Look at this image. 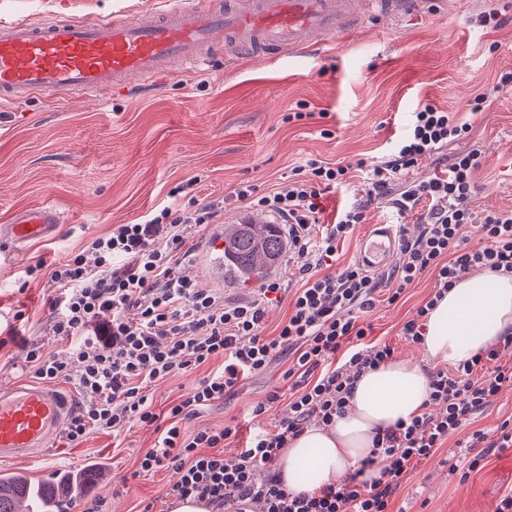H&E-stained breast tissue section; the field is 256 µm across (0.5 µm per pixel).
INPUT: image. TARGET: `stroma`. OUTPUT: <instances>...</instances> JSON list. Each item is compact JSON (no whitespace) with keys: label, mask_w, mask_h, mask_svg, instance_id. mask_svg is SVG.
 Returning a JSON list of instances; mask_svg holds the SVG:
<instances>
[{"label":"stroma","mask_w":512,"mask_h":512,"mask_svg":"<svg viewBox=\"0 0 512 512\" xmlns=\"http://www.w3.org/2000/svg\"><path fill=\"white\" fill-rule=\"evenodd\" d=\"M163 2L0 0V19H93L119 10L146 15ZM492 11L505 18V26L482 23ZM505 73H512V0H444L435 15L369 23L272 60L228 51L213 67L177 72L157 92L0 104V225L39 203L53 204L64 215L53 239L0 253V326H9L16 312L26 315L18 336L0 348V388L29 383L26 342H44L50 352L67 347L50 331V285L43 279L24 282L25 268L42 256L66 260L89 237L137 222L187 180H195L199 202L224 203L214 222L189 238L188 272L229 301L253 298L258 288L254 282L215 283L206 267L218 227L244 209L230 196L238 183L267 189L310 158L372 161L406 133L413 112L426 103L459 113L471 125L466 143L449 144L442 154L453 156L465 145L481 150L473 173L474 207L512 212V86L497 85ZM482 93L483 109L471 111ZM301 102L308 118L288 121ZM434 285L433 276L424 275L399 304H380L370 316L375 335L394 338ZM288 367L287 359L274 362L224 403L189 420L188 429L236 423L246 436L268 427L282 403L258 416L252 410L271 393L288 395ZM157 440V432L140 426L117 437L95 433L75 447L59 438L36 460L0 457V474L20 472L41 482L50 469L78 473L98 467L104 481L74 496L68 512H81L85 501L98 498L106 512H142L149 504L161 512L172 471L135 474L139 457ZM449 453L442 448L440 457L407 475L397 505L407 512H493L500 492L512 487V449L492 456L463 482L449 478L440 463Z\"/></svg>","instance_id":"35a3bbf8"}]
</instances>
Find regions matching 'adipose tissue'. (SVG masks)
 <instances>
[{"label":"adipose tissue","mask_w":512,"mask_h":512,"mask_svg":"<svg viewBox=\"0 0 512 512\" xmlns=\"http://www.w3.org/2000/svg\"><path fill=\"white\" fill-rule=\"evenodd\" d=\"M512 331V276L460 280L431 311L422 360L386 361L357 381L347 412L328 427L312 426L283 449L277 467L295 492H313L358 468L377 429L422 413L426 362L456 364Z\"/></svg>","instance_id":"ef3b65f1"}]
</instances>
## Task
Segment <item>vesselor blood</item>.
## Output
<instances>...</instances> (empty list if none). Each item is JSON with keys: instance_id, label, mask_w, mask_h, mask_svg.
Instances as JSON below:
<instances>
[{"instance_id": "obj_1", "label": "vessel or blood", "mask_w": 512, "mask_h": 512, "mask_svg": "<svg viewBox=\"0 0 512 512\" xmlns=\"http://www.w3.org/2000/svg\"><path fill=\"white\" fill-rule=\"evenodd\" d=\"M440 0H369L366 16L430 14ZM358 20L348 0H170L143 17H57L0 22V102L33 96L135 94L174 74V64L211 65L225 50L253 57L308 49ZM61 216L48 203L0 226V247L54 237ZM393 225H372L358 258L372 273L393 259ZM61 393L40 387L0 389V455L28 456L49 447L66 419Z\"/></svg>"}]
</instances>
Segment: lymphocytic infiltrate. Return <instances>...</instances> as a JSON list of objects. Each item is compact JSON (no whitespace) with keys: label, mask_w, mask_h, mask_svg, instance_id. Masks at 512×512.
Segmentation results:
<instances>
[{"label":"lymphocytic infiltrate","mask_w":512,"mask_h":512,"mask_svg":"<svg viewBox=\"0 0 512 512\" xmlns=\"http://www.w3.org/2000/svg\"><path fill=\"white\" fill-rule=\"evenodd\" d=\"M468 131L456 113L425 104L406 135L366 165L365 193L325 225L319 222L325 195L348 184L350 166L312 158L267 191L239 183L233 191L237 201L272 213L282 224L302 275L287 319L270 333L265 306L282 293L280 282L265 281L252 300L227 302L182 274L181 264L191 257L185 248L188 230L211 223L219 207L215 201L185 199L183 183L140 222L113 226L64 261L41 258L28 265L26 279L44 277L54 287L49 299L53 335L83 343L63 358L47 352L42 342L26 345L32 378L75 383L78 394L90 401L70 415L64 428L68 443L79 444L98 431L117 436L135 425L154 428L158 443L141 456L139 472L173 471L165 498L176 503L192 499L212 512H221L228 499L239 503L240 512H392L402 479L447 442L464 450L463 457L444 460L449 475L463 478L512 448V418L492 434L471 427L503 388L512 387L507 356L512 336L507 335L501 345L430 373L424 412L377 430L373 449L361 463L365 469L381 465L372 483L353 476L311 494L295 493L276 469L283 448L308 427L332 425L346 411L357 380L393 358V344L373 336L369 317L377 304L397 303L408 286L433 275V293L399 333L401 340L418 345L431 311L455 287L461 271L512 275V213L480 215L470 205L477 152L402 185V192L394 190L404 173ZM387 197L400 211L420 201L430 210L418 235L400 231L395 269L377 276L356 261L335 268L340 244L363 223L367 209ZM467 224L478 225L481 245L465 246L460 231ZM284 356L291 360L285 376L293 381L288 402L272 428L250 435L234 458H225L223 446L237 438L238 426L186 429L201 410L223 403L244 380ZM215 360L217 370L165 410L156 409L149 393L152 382Z\"/></svg>","instance_id":"obj_1"}]
</instances>
